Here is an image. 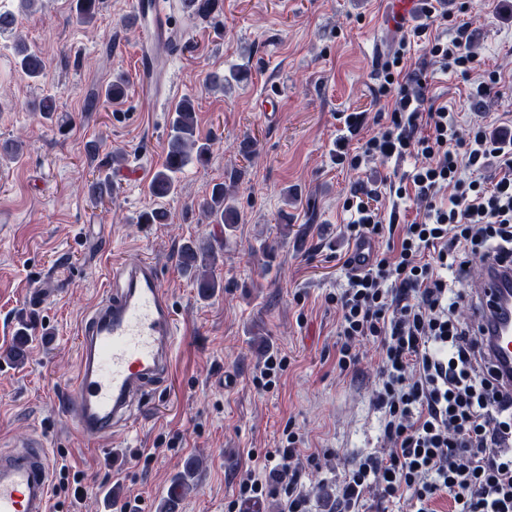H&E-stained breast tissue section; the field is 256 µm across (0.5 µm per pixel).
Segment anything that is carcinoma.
<instances>
[{
	"label": "carcinoma",
	"instance_id": "carcinoma-1",
	"mask_svg": "<svg viewBox=\"0 0 512 512\" xmlns=\"http://www.w3.org/2000/svg\"><path fill=\"white\" fill-rule=\"evenodd\" d=\"M193 5L191 14L209 17L221 11V0H185ZM99 0H75L76 18L81 23L91 22L98 10ZM17 66L29 78L35 80L41 76L43 61L37 51L20 42L16 44ZM209 145L197 137L196 112L191 99H184L174 110L169 121L167 152L164 163L154 173L150 183V192L157 199H165L177 193L180 175L191 164L200 166L207 162ZM235 175L229 181L218 182L212 186L209 197L198 204L201 222L220 224L224 232H229L238 223V208L233 196ZM220 254L206 240H192L184 243L179 250V262L198 288V293L207 297L220 287L215 269ZM198 464L187 463L185 469L176 477L178 489L188 494L194 490Z\"/></svg>",
	"mask_w": 512,
	"mask_h": 512
}]
</instances>
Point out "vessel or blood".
<instances>
[{
  "label": "vessel or blood",
  "mask_w": 512,
  "mask_h": 512,
  "mask_svg": "<svg viewBox=\"0 0 512 512\" xmlns=\"http://www.w3.org/2000/svg\"><path fill=\"white\" fill-rule=\"evenodd\" d=\"M139 78L150 97L171 93L170 60L179 36L166 0H133ZM112 290L79 331V367L65 407L78 435L95 442L133 419L146 390L168 378L178 341L158 267L140 260L114 267ZM470 295L482 352L500 384L512 388V264L484 266ZM53 458L37 437L0 450V512H50Z\"/></svg>",
  "instance_id": "b4317fda"
}]
</instances>
